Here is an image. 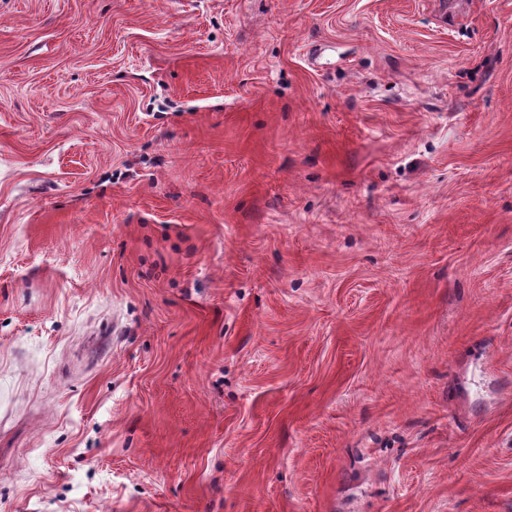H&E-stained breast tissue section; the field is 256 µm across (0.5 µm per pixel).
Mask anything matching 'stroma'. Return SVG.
<instances>
[{
  "instance_id": "1",
  "label": "stroma",
  "mask_w": 512,
  "mask_h": 512,
  "mask_svg": "<svg viewBox=\"0 0 512 512\" xmlns=\"http://www.w3.org/2000/svg\"><path fill=\"white\" fill-rule=\"evenodd\" d=\"M0 512H512V0H0Z\"/></svg>"
}]
</instances>
